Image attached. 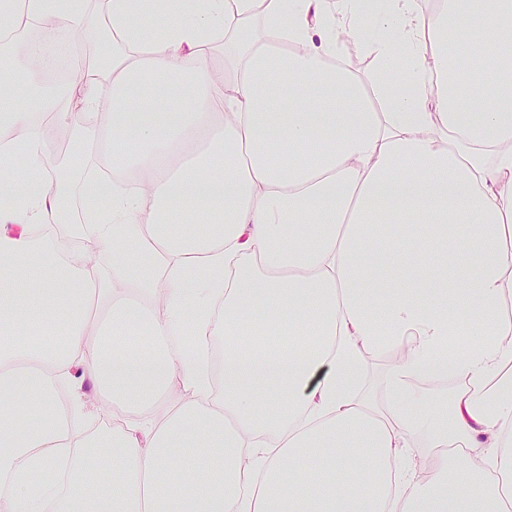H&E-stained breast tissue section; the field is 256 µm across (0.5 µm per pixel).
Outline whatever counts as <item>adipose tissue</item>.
<instances>
[{
  "label": "adipose tissue",
  "instance_id": "1",
  "mask_svg": "<svg viewBox=\"0 0 512 512\" xmlns=\"http://www.w3.org/2000/svg\"><path fill=\"white\" fill-rule=\"evenodd\" d=\"M106 4L81 84L0 63L29 89L0 104V512H512V56L483 71L512 0H440L427 28L418 0H153L154 38L142 0ZM18 12L88 22L0 0V28ZM55 124L120 182L99 223L53 187ZM189 327L235 339L222 395L205 344L171 342ZM445 374L443 411L414 384ZM90 389L122 411L99 440ZM352 58L357 61V66L352 72L366 82L374 68L372 57L356 46H347L343 52V62ZM393 362L390 352L369 354L365 359L364 385L359 394L365 395L378 390Z\"/></svg>",
  "mask_w": 512,
  "mask_h": 512
}]
</instances>
